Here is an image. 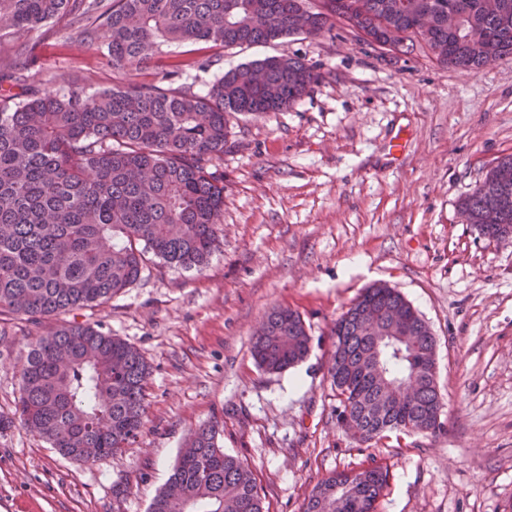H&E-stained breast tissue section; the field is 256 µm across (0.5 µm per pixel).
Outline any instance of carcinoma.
Returning <instances> with one entry per match:
<instances>
[{"instance_id":"1","label":"carcinoma","mask_w":512,"mask_h":512,"mask_svg":"<svg viewBox=\"0 0 512 512\" xmlns=\"http://www.w3.org/2000/svg\"><path fill=\"white\" fill-rule=\"evenodd\" d=\"M0 0V27L30 30L71 15L93 44L106 34L112 66H149L162 47L187 45L196 62L209 49L318 36L341 21L365 44L395 49L424 44L442 65L479 69L512 58V0ZM463 18L448 30V10ZM319 74L293 56H271L224 72L205 94L130 84L96 92L66 79L59 88L25 87L0 100V316L38 327L48 316L105 303L135 283L145 253L201 270L218 245L224 157L230 121L281 112L299 101ZM512 191V154L499 158L461 202L468 223L487 240H512V210L498 213ZM384 307L403 320L410 344L384 353L388 377L411 395L387 403L354 369L374 356L366 312ZM327 373L346 435L372 447L387 433L435 436L445 424L436 380V342L424 320L394 289H366L331 327ZM301 315L278 307L257 330L252 354L276 373L310 350ZM151 367L124 340L90 325H62L31 344L21 370L16 412L21 424L59 454L91 462L112 456L144 426ZM388 470L369 456L317 485L303 512H377ZM149 512H265L252 468L227 454L216 426L202 424L186 441Z\"/></svg>"}]
</instances>
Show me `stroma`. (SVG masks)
<instances>
[{
	"label": "stroma",
	"instance_id": "obj_1",
	"mask_svg": "<svg viewBox=\"0 0 512 512\" xmlns=\"http://www.w3.org/2000/svg\"><path fill=\"white\" fill-rule=\"evenodd\" d=\"M32 47L22 74L64 76L87 91L129 82L204 93L224 70L300 57L320 78L283 112L230 123L219 244L196 272L152 257L136 283L62 321L133 345L152 366L145 425L114 456H61L13 417L36 327L0 318V512H147L189 432L216 423L247 460L268 512H303L314 486L372 455L388 469L378 512H512V243L480 237L460 202L512 154V59L440 66L423 49H372L349 34L217 49L170 72L180 48L147 69L113 68L69 16L12 32L0 56ZM397 290L436 339L440 435H390L363 450L336 423L330 329L375 284ZM297 310L311 337L297 366L257 367L265 315Z\"/></svg>",
	"mask_w": 512,
	"mask_h": 512
}]
</instances>
